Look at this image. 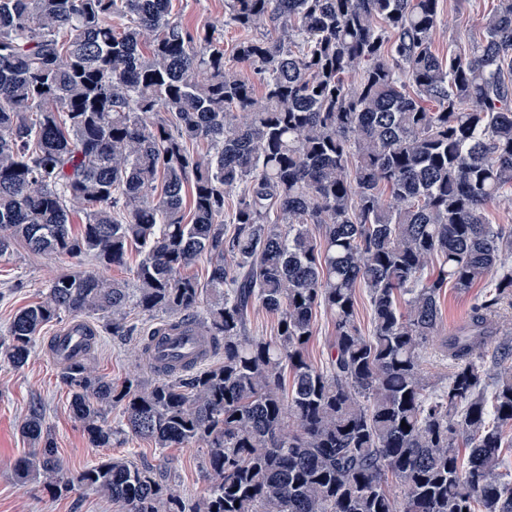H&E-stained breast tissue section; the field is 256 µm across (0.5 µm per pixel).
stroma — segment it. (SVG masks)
Segmentation results:
<instances>
[{"mask_svg": "<svg viewBox=\"0 0 512 512\" xmlns=\"http://www.w3.org/2000/svg\"><path fill=\"white\" fill-rule=\"evenodd\" d=\"M498 0H443L436 26L435 49L465 50L481 34V22ZM174 14L191 29L213 27L224 33V48L232 50L242 31L226 26L224 0H173ZM143 258L139 245H130L122 264L103 266L93 256L37 253L16 245L10 256L0 258V340L8 339L11 323L22 308L45 298L59 276L77 272H97L134 284L135 271ZM486 291L478 282L469 292L445 288L441 295L443 329L453 333L466 319L472 304ZM82 320L94 332L88 360L97 375L122 383L138 377L151 383L155 375L144 360L140 336L162 322L159 314L129 306V335L116 336L97 315L63 313L40 331L27 363L20 368L0 361V512H125L122 504L97 495L78 481L79 475L107 454L122 455L140 466L157 468L176 485L184 502H192L208 488L210 471L205 456L196 445L158 448L147 439L127 436L111 449L95 447L75 418L71 395L62 379V363L52 355L48 343L54 334L72 321ZM40 411L50 432L57 456L74 483L69 490L55 492L33 481L20 483L17 465L30 447L20 426L31 411Z\"/></svg>", "mask_w": 512, "mask_h": 512, "instance_id": "35a3bbf8", "label": "stroma"}]
</instances>
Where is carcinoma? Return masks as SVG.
Returning a JSON list of instances; mask_svg holds the SVG:
<instances>
[{"label":"carcinoma","instance_id":"carcinoma-1","mask_svg":"<svg viewBox=\"0 0 512 512\" xmlns=\"http://www.w3.org/2000/svg\"><path fill=\"white\" fill-rule=\"evenodd\" d=\"M171 2L0 0V258L23 243L109 266L147 248L133 292L95 273L56 279L16 314L0 360L24 366L62 311L122 336L131 302L170 320L202 313L209 351H224L147 386L69 359L71 407L95 447L129 433L195 443L211 474L189 507L123 457L80 481L127 512H512L500 471L512 345L493 320L512 306V233L487 217L512 191V0L446 56L441 0H227L225 23L248 33L230 58L219 31L185 27ZM193 141L209 149L191 153ZM202 257L205 289L183 274ZM482 279L466 326L442 334L443 289ZM257 305L278 314L276 336L249 334ZM321 309L334 326L323 368L306 356ZM435 342L452 367L443 384L423 367ZM116 408L124 424L109 428ZM20 431V482L68 488L41 416Z\"/></svg>","mask_w":512,"mask_h":512}]
</instances>
